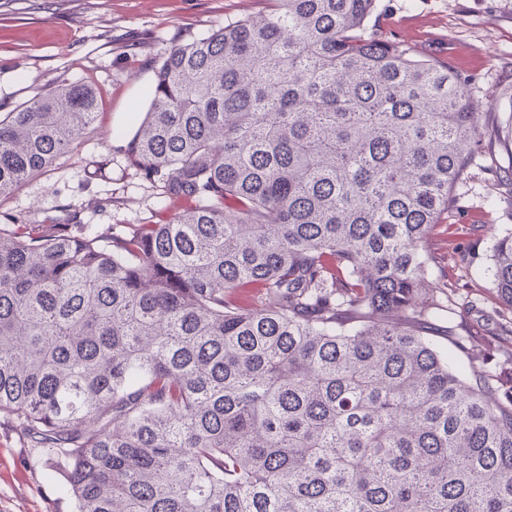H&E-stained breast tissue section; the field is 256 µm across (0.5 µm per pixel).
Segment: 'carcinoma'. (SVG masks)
<instances>
[{
    "label": "carcinoma",
    "instance_id": "1",
    "mask_svg": "<svg viewBox=\"0 0 512 512\" xmlns=\"http://www.w3.org/2000/svg\"><path fill=\"white\" fill-rule=\"evenodd\" d=\"M155 67L128 166L153 224L0 216V415L76 512H512V396L422 326L481 136L468 79L365 33L376 0H265ZM62 77L0 115V200L97 133ZM487 277L512 309V233Z\"/></svg>",
    "mask_w": 512,
    "mask_h": 512
}]
</instances>
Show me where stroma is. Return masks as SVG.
<instances>
[{
    "label": "stroma",
    "instance_id": "35a3bbf8",
    "mask_svg": "<svg viewBox=\"0 0 512 512\" xmlns=\"http://www.w3.org/2000/svg\"><path fill=\"white\" fill-rule=\"evenodd\" d=\"M264 6V0H0V112L60 76L92 81L101 95L97 134L0 200V214L36 230L77 222L104 235L157 221L161 183L128 168L122 152L147 109L154 62L171 46ZM366 29L470 82V110L487 132L473 148L465 187L452 194L446 223L434 231L433 270L448 285V311L428 334L456 365L481 366L511 391L512 373L499 363L512 337L500 335L499 323L512 311L483 271L495 241L512 232V149L504 143L512 107V0H377ZM467 336L477 337L478 347L452 346ZM65 476L63 463L24 447L0 416V512H74L61 491Z\"/></svg>",
    "mask_w": 512,
    "mask_h": 512
}]
</instances>
